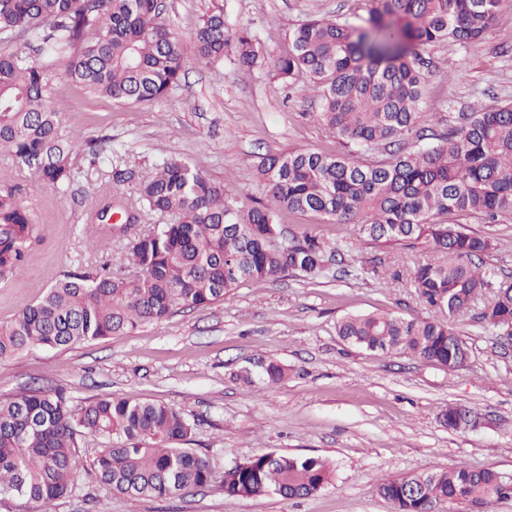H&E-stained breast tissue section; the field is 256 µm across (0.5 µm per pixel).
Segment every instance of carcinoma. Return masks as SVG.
Wrapping results in <instances>:
<instances>
[{"instance_id": "carcinoma-1", "label": "carcinoma", "mask_w": 512, "mask_h": 512, "mask_svg": "<svg viewBox=\"0 0 512 512\" xmlns=\"http://www.w3.org/2000/svg\"><path fill=\"white\" fill-rule=\"evenodd\" d=\"M502 0H375L361 24L313 18L288 33V53L274 60L279 76L306 75L321 99L318 120L344 144L364 151L394 149L382 159L290 150L260 157L265 195L240 203L224 185L180 159L162 162L141 178L112 168V181L133 184L152 212L170 217L133 239L128 263L86 264L66 270L34 304L0 324V360L34 348L56 349L130 333L185 307H208L252 281L290 274L317 275L327 247L304 233L277 241L282 211L318 214L355 224L380 246L425 240L436 258L410 274L419 298L434 314L401 317L348 315L336 326L346 343L366 351L410 353L450 371L469 356L466 339L445 319L482 298L480 319L512 336V284L482 269L491 238L453 220L512 218V102L470 112L438 144L408 148L426 138L420 110L424 73L415 48L452 40L481 41ZM163 0H0V34L19 38L0 53V150L60 190L75 182L71 134L51 97L49 73L70 53L67 76L93 98L150 105L178 87L188 49L202 62L224 57V7L203 15L187 46L165 23ZM237 60L250 69L262 60L247 31L235 39ZM0 186V279L17 277L37 241V217ZM135 224L139 213L112 197L100 200L90 223L112 234ZM137 270L132 275L128 269ZM282 365H261L268 385L286 376ZM450 430L475 428L462 405L442 414ZM105 439L91 459L79 448L84 433ZM192 425L176 408L120 397L75 407L61 390L0 398V497L21 499L35 512H55L89 468L99 482L132 497L173 498L204 487L210 459L183 447ZM334 469L321 457L255 454L224 468V495L313 496L331 484ZM378 495L394 512H436L467 504L481 512L512 498V477L465 465L381 480Z\"/></svg>"}]
</instances>
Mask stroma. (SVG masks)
I'll list each match as a JSON object with an SVG mask.
<instances>
[{
    "mask_svg": "<svg viewBox=\"0 0 512 512\" xmlns=\"http://www.w3.org/2000/svg\"><path fill=\"white\" fill-rule=\"evenodd\" d=\"M217 1L228 38L250 31L262 64L241 68L231 46L209 66L187 57L181 85L147 107L91 98L57 63L50 85L76 134L78 176L66 192L41 186L33 171L0 153V181L19 186L41 222L23 274L0 282V322L35 302L69 267L119 263L129 242L160 223L158 214L140 210L134 187H114L112 165L147 177L157 164L180 159L246 202L264 196L256 174L263 154H357L319 122L320 99L310 82L281 79L272 62L287 52L297 24L314 17L357 24L373 0H165L167 22L190 37ZM418 55L425 74L420 108L434 131L461 114L511 102L512 0H503L482 41H442ZM93 139L104 143L96 159ZM112 192L139 209L140 221L111 245L88 247L86 217L100 195ZM466 224L492 239L484 267L512 277V224L480 217ZM280 228L286 239L308 231L325 242L330 258L322 273L249 283L209 307L181 309L125 335L2 360L0 397L61 387L76 405L102 396L166 403L193 422L190 446L210 456L215 473L277 451L326 458L335 467L332 484L297 499L228 497L216 485L150 499L114 493L83 473L55 512H393L376 492L384 478L457 463L512 475V344L480 320L479 307L451 319L470 348L453 372L406 353L361 350L336 333L348 314L428 316L410 273L432 259L429 244L382 248L360 237L357 226L299 213H282ZM256 358L279 362L287 376L271 386L243 383L239 371ZM451 404L473 408L480 427L448 430L441 413Z\"/></svg>",
    "mask_w": 512,
    "mask_h": 512,
    "instance_id": "1",
    "label": "stroma"
}]
</instances>
